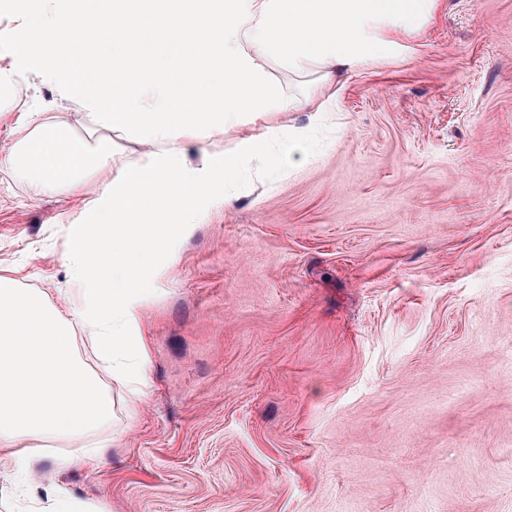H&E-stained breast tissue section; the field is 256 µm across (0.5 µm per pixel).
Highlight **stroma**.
I'll list each match as a JSON object with an SVG mask.
<instances>
[{
  "label": "stroma",
  "instance_id": "stroma-1",
  "mask_svg": "<svg viewBox=\"0 0 512 512\" xmlns=\"http://www.w3.org/2000/svg\"><path fill=\"white\" fill-rule=\"evenodd\" d=\"M18 65L22 114L96 136ZM238 199L149 267L148 397L97 470L0 481V512L53 484L100 512H512V0H437L401 57L344 78L292 163L246 162ZM77 186L0 167V274L53 302Z\"/></svg>",
  "mask_w": 512,
  "mask_h": 512
}]
</instances>
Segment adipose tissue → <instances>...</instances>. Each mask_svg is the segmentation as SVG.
<instances>
[{
	"label": "adipose tissue",
	"mask_w": 512,
	"mask_h": 512,
	"mask_svg": "<svg viewBox=\"0 0 512 512\" xmlns=\"http://www.w3.org/2000/svg\"><path fill=\"white\" fill-rule=\"evenodd\" d=\"M34 35L16 39L18 60H54L61 37L81 52L68 59L73 84L65 95L89 110L104 134L74 137L26 113L0 167L15 170L39 193L83 183L93 170L110 180L86 191L78 223L92 238H75L65 256L79 302L51 303L42 293L0 275V457L30 475L48 443L71 448L55 456L63 470L99 467L115 436L112 396L122 384L131 404L149 394L142 371L146 342L132 332L134 299L147 268L165 253L174 229L196 223L204 201L228 202L243 161L281 159L306 139L304 127L274 123L281 112L317 122L343 88L344 73L399 56L406 38L430 23L437 0H40ZM98 66L87 87L81 75ZM308 78L288 94L275 70ZM244 126L254 134L214 152L205 139ZM135 148L118 154L116 139ZM197 152H189V142ZM224 185L223 195L212 194ZM86 339L101 371L76 354Z\"/></svg>",
	"instance_id": "1"
}]
</instances>
